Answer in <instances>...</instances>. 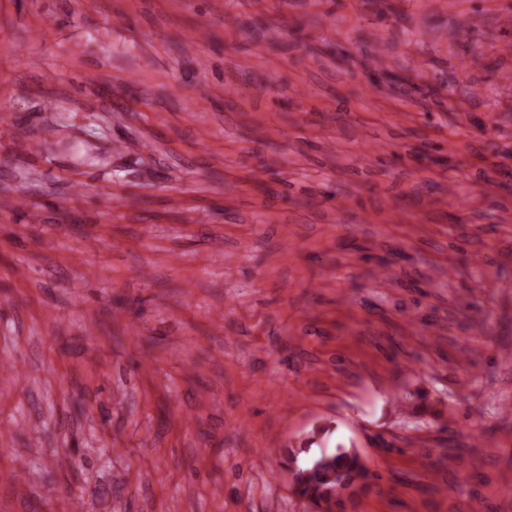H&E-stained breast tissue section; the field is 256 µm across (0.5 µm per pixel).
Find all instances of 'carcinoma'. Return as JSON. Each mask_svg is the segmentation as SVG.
Masks as SVG:
<instances>
[{
    "label": "carcinoma",
    "mask_w": 512,
    "mask_h": 512,
    "mask_svg": "<svg viewBox=\"0 0 512 512\" xmlns=\"http://www.w3.org/2000/svg\"><path fill=\"white\" fill-rule=\"evenodd\" d=\"M293 494L326 504V512H344L345 502L370 488L376 478L365 465L360 454L346 448L334 453H322L312 461L291 469Z\"/></svg>",
    "instance_id": "cac0c4a2"
}]
</instances>
